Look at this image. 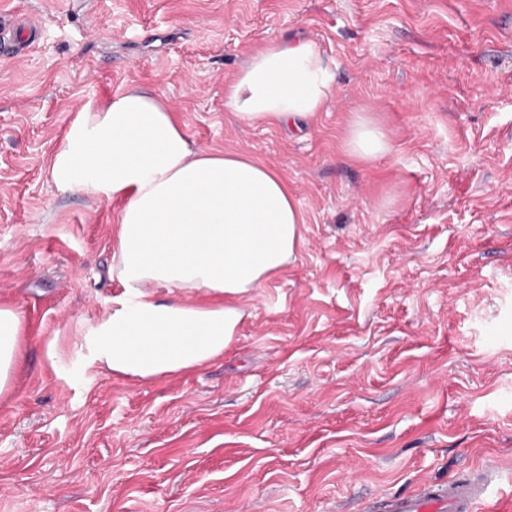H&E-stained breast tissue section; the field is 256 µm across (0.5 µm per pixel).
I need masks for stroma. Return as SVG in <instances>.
I'll list each match as a JSON object with an SVG mask.
<instances>
[{"label":"stroma","mask_w":512,"mask_h":512,"mask_svg":"<svg viewBox=\"0 0 512 512\" xmlns=\"http://www.w3.org/2000/svg\"><path fill=\"white\" fill-rule=\"evenodd\" d=\"M21 16L44 33L0 57V302L26 326L0 512H378L512 477V0H0ZM297 41L335 77L324 112L225 110L250 56ZM132 86L280 172L306 219L223 358L152 381L88 366L120 205L50 178L80 109ZM360 112L392 144L371 162L344 149ZM501 473L484 466L468 478L445 482L423 481L407 493L393 496L381 507L383 512H487L500 489Z\"/></svg>","instance_id":"obj_1"}]
</instances>
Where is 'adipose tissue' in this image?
<instances>
[{"label": "adipose tissue", "mask_w": 512, "mask_h": 512, "mask_svg": "<svg viewBox=\"0 0 512 512\" xmlns=\"http://www.w3.org/2000/svg\"><path fill=\"white\" fill-rule=\"evenodd\" d=\"M333 81L314 45H271L225 87L224 106L246 124L285 125L323 111ZM389 149L357 115L346 152L369 162ZM50 176L60 190L122 204L112 269L124 292L83 335L91 366L115 377L147 381L222 357L244 317L237 299L281 272L302 242L305 216L281 174L247 154L195 147L164 97L140 88L87 104ZM24 332L22 315L0 306L2 399Z\"/></svg>", "instance_id": "adipose-tissue-1"}]
</instances>
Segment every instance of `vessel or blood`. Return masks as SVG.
<instances>
[{"label": "vessel or blood", "instance_id": "obj_1", "mask_svg": "<svg viewBox=\"0 0 512 512\" xmlns=\"http://www.w3.org/2000/svg\"><path fill=\"white\" fill-rule=\"evenodd\" d=\"M36 28L30 19L0 25V54L21 53L25 48L21 31ZM501 480V473L492 466L483 467L465 479L426 480L414 490L386 500L382 508L384 512H490Z\"/></svg>", "mask_w": 512, "mask_h": 512}]
</instances>
